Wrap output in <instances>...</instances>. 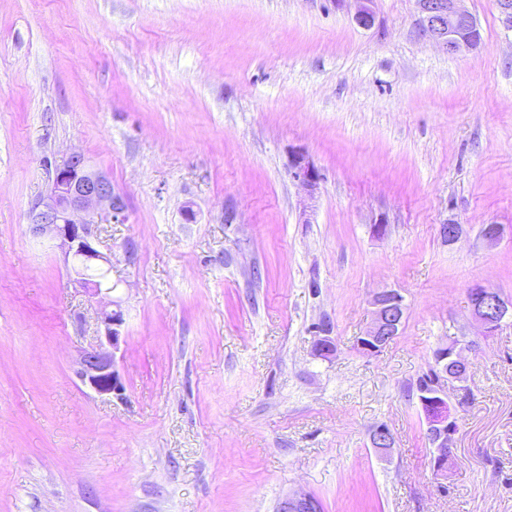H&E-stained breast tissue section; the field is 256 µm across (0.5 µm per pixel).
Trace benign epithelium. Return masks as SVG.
Instances as JSON below:
<instances>
[{"instance_id": "7a95c632", "label": "benign epithelium", "mask_w": 512, "mask_h": 512, "mask_svg": "<svg viewBox=\"0 0 512 512\" xmlns=\"http://www.w3.org/2000/svg\"><path fill=\"white\" fill-rule=\"evenodd\" d=\"M462 0H416L420 15V32L450 55L476 48L468 30L477 26L476 19L461 6ZM290 174L312 197L320 173L301 148L292 151ZM127 220L124 196L112 181L92 169L83 154L73 152L55 165L49 191L34 204L29 215L30 231L35 236L49 234L58 242L65 257L73 258L82 270L108 265L111 258L94 246L95 225ZM471 319L478 335L488 337L506 324H512V302L496 290L481 283L468 288ZM371 319L357 340L365 355H375L400 332L406 306L403 296L394 289L383 288L370 300ZM102 335L98 344L83 352L78 376L81 382L100 396H122L123 384L116 368V353L123 342V312L118 304L99 312ZM472 341L462 339L437 346L433 352L434 382L418 390L419 400L427 413V439L430 445L429 466L435 479L448 478L454 459V440L458 431L457 409L468 403L471 391L467 385L469 363L463 353ZM314 349L318 356L329 358L336 353L330 326H315ZM456 384V406L448 399V383ZM395 437L386 425L376 429L372 446L383 456L391 455ZM277 512H318L317 504L305 492L285 496Z\"/></svg>"}]
</instances>
